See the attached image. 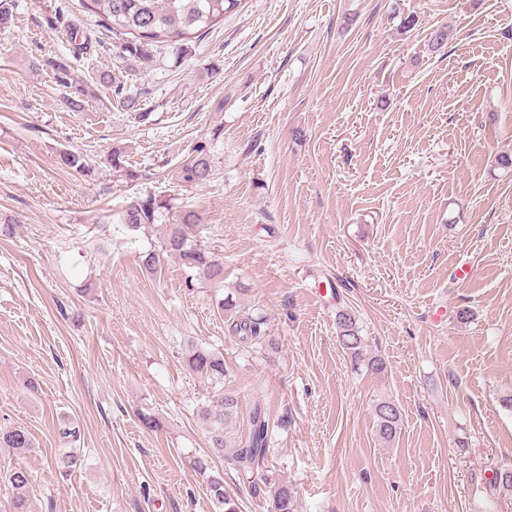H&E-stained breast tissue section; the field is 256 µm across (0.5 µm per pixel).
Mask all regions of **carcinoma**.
<instances>
[{
  "label": "carcinoma",
  "instance_id": "cac0c4a2",
  "mask_svg": "<svg viewBox=\"0 0 512 512\" xmlns=\"http://www.w3.org/2000/svg\"><path fill=\"white\" fill-rule=\"evenodd\" d=\"M242 0H81V7L90 13L112 34L123 38L119 54L125 59H145L150 48L160 43L178 46V52L188 50L187 42L192 35L205 28H211L224 20V15L236 10ZM14 0H0V34L10 29L14 21ZM448 27H437L428 39V49L438 53L448 44ZM45 64L56 71L61 83L73 89L71 104L79 106L85 95L82 83L70 77L68 66L62 62L47 60ZM103 83L115 84V94L121 96L123 108L136 113L140 121L149 119L151 113L139 111L138 99L123 94V87L115 83V77L105 73L100 77ZM65 166L82 174L92 170L89 159L80 152H65L62 155ZM108 163L117 172H123L131 179L142 177L137 171L124 165L122 151L114 150ZM183 180L202 185L214 178V170L206 145L199 144L192 150V156L183 165ZM169 203L152 195L137 197L129 201L121 211L120 221L128 229L135 231L146 225L166 222L165 237L161 249L152 250L140 256L144 269L152 274H160L164 266V256H177L181 264L196 276L207 281H220L224 266L210 258L202 241L192 240L193 231L198 229L201 217L191 207L181 209L177 214L170 213ZM262 319L243 315L232 322V332L242 343L259 345L266 341L262 329ZM338 340L343 350L350 356L355 366L362 362L365 347L364 338L356 326L355 316L348 310L336 313ZM190 372L209 378L221 384L224 380V356L206 348H194L186 356ZM237 409V400L231 396L221 399L214 408L205 409L204 415L210 421L211 439L214 450L224 451V424L232 418ZM375 432L385 444H392L401 434V414L391 400H381L374 408ZM269 420L262 410L254 408L249 418V426L237 441L230 454L224 457L225 467L237 472L249 473L254 479L248 484V494L263 498L267 512H295L296 499L292 488L286 483L270 485L269 450L271 441ZM0 446L26 452L34 447L28 431L13 427L0 431ZM195 469L205 476L207 491L218 512H239L238 503L224 492V472L209 467L206 458L194 461ZM7 484L11 489V512H28L31 475L24 469L9 473Z\"/></svg>",
  "mask_w": 512,
  "mask_h": 512
}]
</instances>
